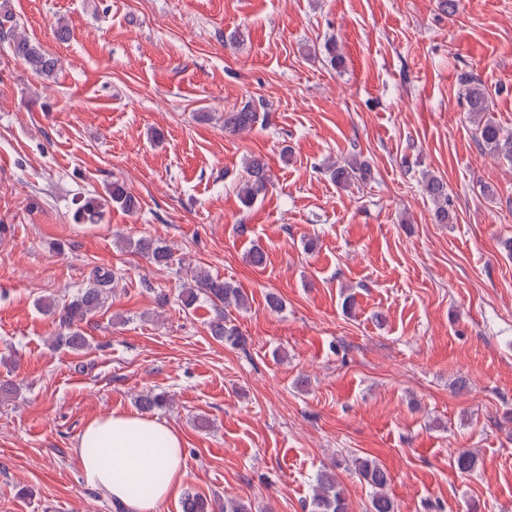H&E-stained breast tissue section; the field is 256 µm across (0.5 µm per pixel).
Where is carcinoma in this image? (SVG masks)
<instances>
[{
	"label": "carcinoma",
	"instance_id": "obj_1",
	"mask_svg": "<svg viewBox=\"0 0 512 512\" xmlns=\"http://www.w3.org/2000/svg\"><path fill=\"white\" fill-rule=\"evenodd\" d=\"M0 41L7 43L14 58L28 64L38 75L49 77L58 69V58L30 39L14 16L6 10L0 13ZM461 82L465 87L464 97L468 112L476 123L482 146L488 152L512 161V134H503L501 127L488 116L489 102L479 80L466 74L461 77ZM258 120L259 112L256 105L248 101L224 113V131L239 133L250 130ZM324 172L339 186L355 180L366 181L371 175L369 165L355 156L328 163ZM269 182L270 175L265 160L260 156L248 159L245 162L244 175L238 184V194L242 203L250 206L265 195ZM423 187L435 206L436 221L440 224L448 223L446 184L435 176H428L424 179ZM112 206L133 212L138 209V200L123 183L114 181L107 187L105 195L78 200L74 213L75 220L81 224H96L102 219L105 210ZM135 247L159 266H166L171 260L170 250L154 239H140ZM112 282V273L96 270L88 287L82 289L72 301L60 307L52 303L44 305L46 310L57 316L61 329L57 343L73 350H80L86 346V339L79 324L88 314L103 306L107 291L112 289ZM200 294L206 296L214 307L215 318L210 323L212 336L230 346L241 345L244 342L243 334L230 319L229 308L246 307L247 296L230 283L205 271L197 272L194 283L183 288L184 306L188 308L193 305ZM476 466L477 455L472 451H463L455 459V467L461 473H471ZM355 470L372 490L369 512H397L396 504L387 492L390 475L386 469L371 460L359 458L356 460ZM307 508L309 512H349L335 474L328 471L317 474ZM181 509L182 512H211L207 499L190 492L185 493Z\"/></svg>",
	"mask_w": 512,
	"mask_h": 512
}]
</instances>
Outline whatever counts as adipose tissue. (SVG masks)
I'll return each mask as SVG.
<instances>
[{
	"label": "adipose tissue",
	"mask_w": 512,
	"mask_h": 512,
	"mask_svg": "<svg viewBox=\"0 0 512 512\" xmlns=\"http://www.w3.org/2000/svg\"><path fill=\"white\" fill-rule=\"evenodd\" d=\"M91 443L106 449V456L88 454ZM77 453L86 484L125 512H157L185 475L180 436L138 414L93 418L81 434Z\"/></svg>",
	"instance_id": "1"
}]
</instances>
